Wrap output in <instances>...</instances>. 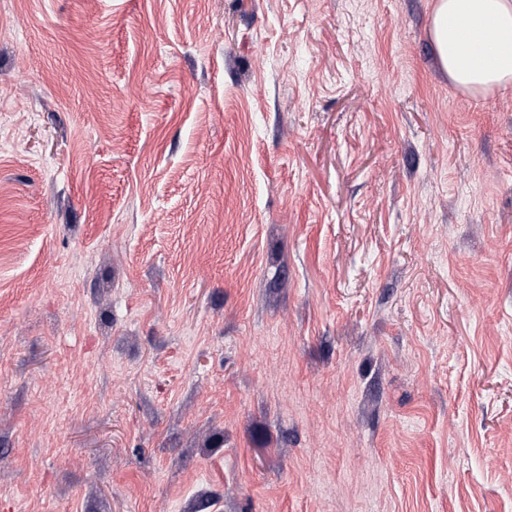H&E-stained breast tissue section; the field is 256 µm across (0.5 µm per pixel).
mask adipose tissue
I'll return each mask as SVG.
<instances>
[{
	"label": "adipose tissue",
	"mask_w": 512,
	"mask_h": 512,
	"mask_svg": "<svg viewBox=\"0 0 512 512\" xmlns=\"http://www.w3.org/2000/svg\"><path fill=\"white\" fill-rule=\"evenodd\" d=\"M462 24L470 41L459 36ZM431 37L442 67L464 90L512 86V0H434Z\"/></svg>",
	"instance_id": "ef3b65f1"
}]
</instances>
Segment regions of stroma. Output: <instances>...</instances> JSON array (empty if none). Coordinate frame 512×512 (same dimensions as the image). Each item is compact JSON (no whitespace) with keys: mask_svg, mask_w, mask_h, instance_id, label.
I'll return each mask as SVG.
<instances>
[{"mask_svg":"<svg viewBox=\"0 0 512 512\" xmlns=\"http://www.w3.org/2000/svg\"><path fill=\"white\" fill-rule=\"evenodd\" d=\"M434 0H0V512H512V86ZM460 24V36L458 23ZM470 30V31H469ZM493 33L497 43H491ZM489 40L487 41L485 39ZM431 37L442 67L461 88L482 93L512 85V1L434 0Z\"/></svg>","mask_w":512,"mask_h":512,"instance_id":"1","label":"stroma"}]
</instances>
